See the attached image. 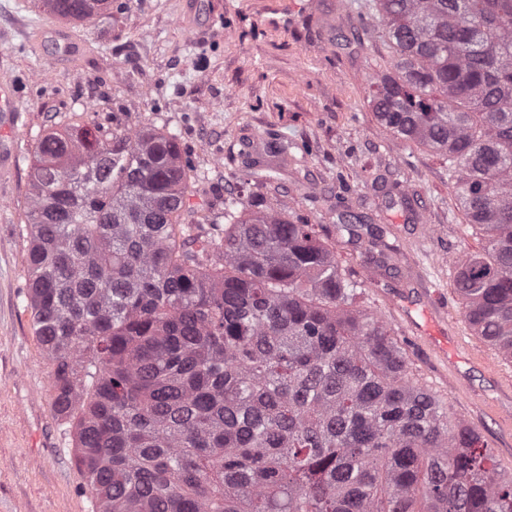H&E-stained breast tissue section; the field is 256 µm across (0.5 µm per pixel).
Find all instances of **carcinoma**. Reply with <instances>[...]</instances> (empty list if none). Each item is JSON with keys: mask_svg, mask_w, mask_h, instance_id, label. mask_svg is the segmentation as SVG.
<instances>
[{"mask_svg": "<svg viewBox=\"0 0 512 512\" xmlns=\"http://www.w3.org/2000/svg\"><path fill=\"white\" fill-rule=\"evenodd\" d=\"M38 3L105 16L104 0ZM369 15L391 54L369 104L448 160L482 231L452 259L455 290L512 359V0H373ZM192 171L155 130L72 124L35 146L32 325L94 512H512V474L414 381L322 225L249 191L193 236ZM367 251L387 269L397 248L372 228Z\"/></svg>", "mask_w": 512, "mask_h": 512, "instance_id": "carcinoma-1", "label": "carcinoma"}]
</instances>
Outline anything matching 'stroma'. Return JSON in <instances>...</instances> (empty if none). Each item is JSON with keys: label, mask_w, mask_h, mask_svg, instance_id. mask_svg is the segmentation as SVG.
Segmentation results:
<instances>
[{"label": "stroma", "mask_w": 512, "mask_h": 512, "mask_svg": "<svg viewBox=\"0 0 512 512\" xmlns=\"http://www.w3.org/2000/svg\"><path fill=\"white\" fill-rule=\"evenodd\" d=\"M211 14L181 23L182 0H112V17L67 22L33 0H0V83L20 108L9 132L15 167L0 169V512H92L73 459L69 423L51 407L52 362L27 308V197L33 150L50 129L92 120L118 133H177L199 175L195 201L210 207L213 232L226 200L239 197L247 163L253 189L290 215L332 225L371 219L398 241L396 270L374 268L364 244L336 252L365 287L368 309L402 342L409 367L449 412L463 416L512 471V430L482 411L483 376L465 393L426 343L406 340L399 303L432 288L446 299L456 335L512 371L474 336L454 290L453 256L479 237L457 207L448 162L397 140L368 106L371 79L390 52L369 25L363 0H209ZM76 43L65 51L58 31ZM292 158L278 168L274 148Z\"/></svg>", "instance_id": "1"}]
</instances>
